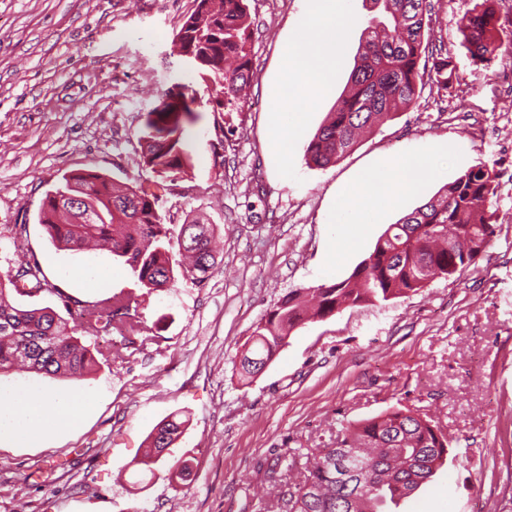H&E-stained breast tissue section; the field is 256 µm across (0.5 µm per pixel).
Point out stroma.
<instances>
[{
  "instance_id": "stroma-1",
  "label": "stroma",
  "mask_w": 512,
  "mask_h": 512,
  "mask_svg": "<svg viewBox=\"0 0 512 512\" xmlns=\"http://www.w3.org/2000/svg\"><path fill=\"white\" fill-rule=\"evenodd\" d=\"M476 0H437L430 45L455 65L447 85L426 83L406 110L325 167L306 147L354 66L369 0H351L335 88L309 106L287 159L271 146V90L282 50L310 0H245L253 80L242 113L199 108L185 127L188 177L159 189L172 232L203 215L223 251L201 283L142 297L130 270L107 252L58 249L37 214L63 174L92 170L119 184L154 186L140 131L155 101L177 85L203 90L171 44L194 0H0V229L25 225L16 255L0 236V278L38 266L49 288L34 305L61 309L59 293H91L64 278L83 266L111 269L109 295L142 297L140 318L156 336L80 379L9 372L21 384L92 395L82 424L47 427L43 441L0 438V512H288L281 460L337 445L341 424L391 408L429 416L450 442L448 461L398 512H512V88L504 50L470 64L462 17ZM452 145L421 193L340 241L329 224L339 191L386 159ZM496 175V235L452 279L400 298L345 308L296 328L271 363L242 383L236 364L262 317L291 290L349 276L387 225L474 166ZM188 427L155 471L135 464L153 428L171 414ZM191 476L168 479L177 461Z\"/></svg>"
}]
</instances>
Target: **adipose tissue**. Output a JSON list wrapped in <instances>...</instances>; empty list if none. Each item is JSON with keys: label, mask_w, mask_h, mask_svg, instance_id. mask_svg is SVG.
Instances as JSON below:
<instances>
[{"label": "adipose tissue", "mask_w": 512, "mask_h": 512, "mask_svg": "<svg viewBox=\"0 0 512 512\" xmlns=\"http://www.w3.org/2000/svg\"><path fill=\"white\" fill-rule=\"evenodd\" d=\"M353 22L348 0H313L312 8L302 17L294 38L304 50L284 54L283 77L272 90L275 109L283 116L272 136L280 154H287L290 133L303 124L306 105L318 103L332 91L343 58L344 37ZM446 160V154L430 149L383 162L375 173L360 176L347 187L331 214L332 223L342 227L343 238H351L353 225L375 223L434 178ZM89 405L90 398L84 393L61 396L28 388L0 402V437L38 440L49 424L77 428Z\"/></svg>", "instance_id": "ef3b65f1"}]
</instances>
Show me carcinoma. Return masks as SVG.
Returning <instances> with one entry per match:
<instances>
[{
    "label": "carcinoma",
    "instance_id": "1",
    "mask_svg": "<svg viewBox=\"0 0 512 512\" xmlns=\"http://www.w3.org/2000/svg\"><path fill=\"white\" fill-rule=\"evenodd\" d=\"M173 41L206 85L210 111L240 99L252 77V32L244 0H196ZM346 88L306 148L309 162L327 166L353 149L358 136L392 119L416 99L424 85L419 60L428 49L432 0H371ZM507 0H478L460 26L462 47L472 63L489 64L503 29L498 27ZM453 62L436 50L429 80L448 85ZM197 91L168 92L148 112L141 131L143 163L174 181L193 167L184 139L194 119ZM495 174L485 166L464 171L397 223L389 224L373 250L352 273L329 284L288 293L256 325L250 346L239 360V375L259 373L290 332L309 317L325 318L344 307L374 304L417 292L435 279L462 272L490 245L495 234ZM49 239L64 250L104 247L128 266L146 294L169 288L175 274L169 261L170 229L157 209V195L146 189L117 187L91 171L63 176L46 194L38 214ZM178 245L188 263L185 279L201 283L217 265L214 225L199 217L185 221ZM39 267L23 279L0 281V373L21 370L50 377L81 378L99 364L91 346L117 331L133 337L144 331L125 310L140 302L107 295L88 302L58 292L66 315L50 306H22L14 296L35 297L45 289ZM174 418L159 423L136 464L153 470L182 433ZM449 452L448 438L431 421L410 409L393 408L345 429L337 448H320L307 457L301 481L290 494L289 512H383L382 496H408L430 481L432 462Z\"/></svg>",
    "mask_w": 512,
    "mask_h": 512
}]
</instances>
